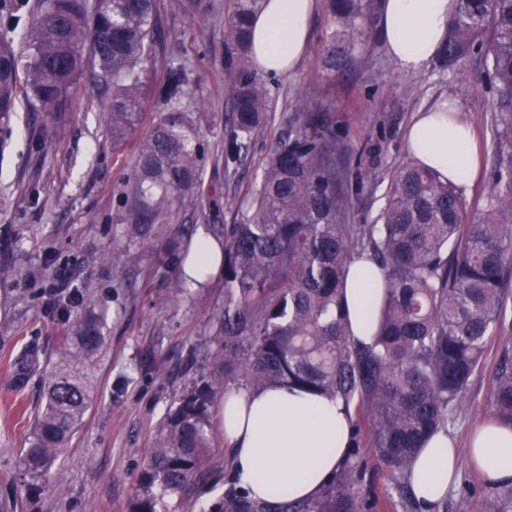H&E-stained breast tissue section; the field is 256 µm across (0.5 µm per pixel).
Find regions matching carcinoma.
Here are the masks:
<instances>
[{"instance_id": "obj_1", "label": "carcinoma", "mask_w": 512, "mask_h": 512, "mask_svg": "<svg viewBox=\"0 0 512 512\" xmlns=\"http://www.w3.org/2000/svg\"><path fill=\"white\" fill-rule=\"evenodd\" d=\"M192 19L207 0H176ZM264 0H225L224 169L242 164L253 133L268 119L269 92L251 55L252 21ZM322 67L344 70L365 45L379 0H325ZM157 0H38L22 49L0 35V120L24 98L46 112H66L88 63L112 92L106 114L112 147L128 142L141 119L144 62L156 42ZM484 63L493 96L497 161L482 214L473 220L462 189L415 160L392 174L372 224L354 223L363 189L364 150L336 116L306 100L271 148L248 210L234 224L210 225L223 259L224 304L207 322L209 371L192 378L167 409L129 512H167L166 498L191 482L208 483L206 457L219 427L217 405L229 389L295 386L343 403L350 412L346 459L315 499L272 505L232 476L224 496L203 512H378L412 499L408 477L429 436L448 425L512 301V0H457L434 66ZM188 70L167 69L154 88L162 105L136 145L132 184L119 196L123 236L155 245L176 204L200 186L204 147L191 116L179 109ZM193 228L162 247L164 263L182 267ZM366 256L383 272L378 328L371 342L349 332L344 305L349 266ZM48 308L70 320L66 349L40 362L34 344L14 360L15 391L38 377L26 472L36 479L75 433L93 400L88 365L106 336L95 302L78 291L48 290ZM80 313L70 318L73 308ZM491 408L512 424V350L494 368ZM387 470L393 491L379 500L365 484L369 462Z\"/></svg>"}]
</instances>
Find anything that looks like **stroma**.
<instances>
[{
	"label": "stroma",
	"instance_id": "1",
	"mask_svg": "<svg viewBox=\"0 0 512 512\" xmlns=\"http://www.w3.org/2000/svg\"><path fill=\"white\" fill-rule=\"evenodd\" d=\"M158 5L148 81L159 82L170 65H188L190 83L181 109L196 121L206 148L202 195L185 200L164 237L176 235L183 224L231 223V213L209 210V199L247 204L271 146L305 96L331 104L337 124L377 152L364 159L365 189L355 205L356 223L373 221L392 173L408 161L405 135L416 112L444 95L465 110L484 146L478 175L463 188L471 208L481 207L497 154L492 95L478 61L445 73L429 67L410 75L386 57L375 30L349 70L329 74L321 63L328 18L324 8H317L308 46L294 70L266 77L269 119L253 135L243 164L228 171L222 155L224 115L230 110L224 0H211L209 10L196 19L184 16L173 0ZM109 109V100L89 82L69 111L44 112L21 99L9 123L0 125V502L15 500L17 512H128L159 422L189 377L187 350L203 343L208 317L224 300V281L217 278L191 296L165 301L172 271L157 253L115 238L118 197L132 173L135 150L130 145L113 150L104 125ZM106 251L125 268L124 280H114L111 265L102 262ZM53 282L81 289L98 303L107 343L94 360L93 401L32 496L21 455L41 395L33 381L24 402L16 401L8 361L33 339L44 358L61 353L67 325L48 312L45 294ZM507 346L512 347V322L492 340L484 372L470 383L464 410L448 426L462 451L442 512H512V485L487 481L463 451L469 432L492 414L493 371ZM207 466L209 484L190 486L168 499L169 512H200L203 502L223 494L231 473L223 437L215 438Z\"/></svg>",
	"mask_w": 512,
	"mask_h": 512
}]
</instances>
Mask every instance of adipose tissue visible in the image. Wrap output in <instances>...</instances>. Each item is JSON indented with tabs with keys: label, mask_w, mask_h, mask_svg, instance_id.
<instances>
[{
	"label": "adipose tissue",
	"mask_w": 512,
	"mask_h": 512,
	"mask_svg": "<svg viewBox=\"0 0 512 512\" xmlns=\"http://www.w3.org/2000/svg\"><path fill=\"white\" fill-rule=\"evenodd\" d=\"M317 0H266L253 23V59L263 72L292 71L310 37ZM455 0H382L377 27L387 55L416 74L428 67L444 39ZM408 154L457 185H466L479 161V144L461 108L440 97L421 109L407 134ZM382 275L368 260L350 267L345 306L353 336L370 341L377 328ZM224 443L239 485L262 500L317 497L344 459L349 413L338 400L278 386L264 392L231 389L222 403ZM469 452L485 478L512 483V425L487 420ZM456 448L438 432L421 448L409 479L421 506L445 498L453 483Z\"/></svg>",
	"instance_id": "obj_1"
}]
</instances>
